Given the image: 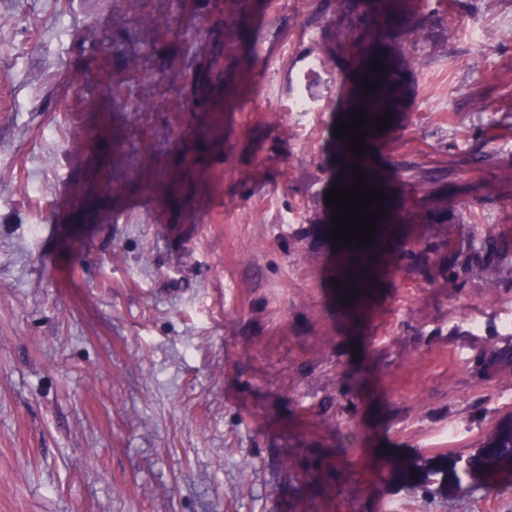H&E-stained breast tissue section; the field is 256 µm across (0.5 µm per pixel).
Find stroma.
Instances as JSON below:
<instances>
[{"mask_svg": "<svg viewBox=\"0 0 512 512\" xmlns=\"http://www.w3.org/2000/svg\"><path fill=\"white\" fill-rule=\"evenodd\" d=\"M420 12L367 147L448 248L354 321L326 274L337 0H0V512H512V476L458 468L512 413V366L474 374L512 345V0ZM480 235L500 280L451 278Z\"/></svg>", "mask_w": 512, "mask_h": 512, "instance_id": "35a3bbf8", "label": "stroma"}]
</instances>
